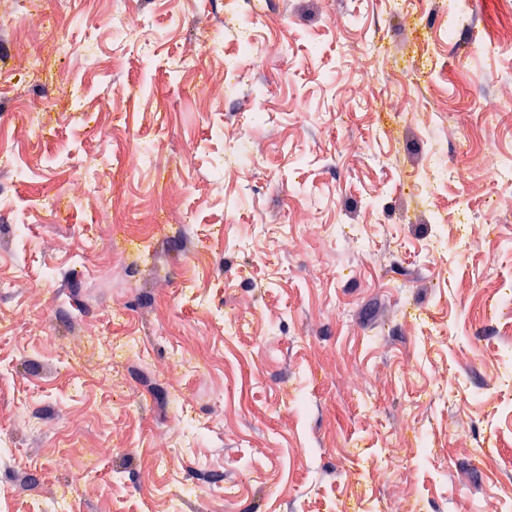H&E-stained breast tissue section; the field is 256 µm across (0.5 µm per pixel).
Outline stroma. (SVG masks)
I'll list each match as a JSON object with an SVG mask.
<instances>
[{"mask_svg": "<svg viewBox=\"0 0 512 512\" xmlns=\"http://www.w3.org/2000/svg\"><path fill=\"white\" fill-rule=\"evenodd\" d=\"M249 2L123 0L149 21L145 57L91 0H46L66 56L0 0L19 33L0 39V128L34 173L0 168V512H512V383L493 381L512 190L461 153L471 136L512 160V112L482 120L512 97V13L464 0L443 38L435 0ZM107 90V131L87 136ZM139 141L154 171L121 165ZM239 141L253 166L229 163ZM60 154L87 182L54 219L32 203Z\"/></svg>", "mask_w": 512, "mask_h": 512, "instance_id": "1", "label": "stroma"}]
</instances>
